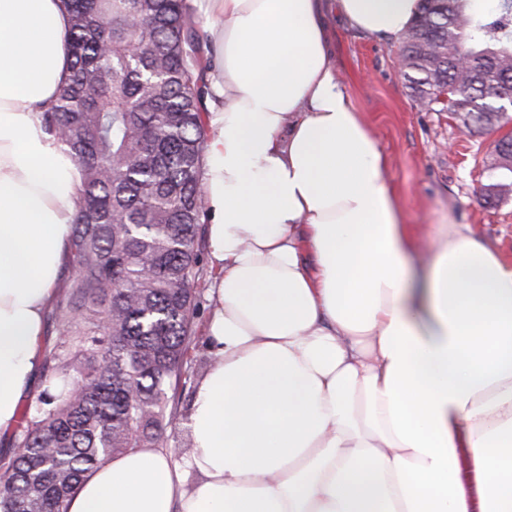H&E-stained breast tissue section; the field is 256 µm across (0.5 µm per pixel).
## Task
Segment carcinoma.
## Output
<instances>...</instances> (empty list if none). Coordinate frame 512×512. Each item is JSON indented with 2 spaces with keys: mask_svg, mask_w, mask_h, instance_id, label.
Here are the masks:
<instances>
[{
  "mask_svg": "<svg viewBox=\"0 0 512 512\" xmlns=\"http://www.w3.org/2000/svg\"><path fill=\"white\" fill-rule=\"evenodd\" d=\"M71 73L39 113L79 166L80 215L49 319L45 390L0 458V512H66L84 477L135 448H164L190 380L201 306L199 224L211 50L187 0H64ZM420 109L442 104L466 135L509 117L490 98L512 78V0H421L399 47ZM489 198L512 195V137L484 159Z\"/></svg>",
  "mask_w": 512,
  "mask_h": 512,
  "instance_id": "1",
  "label": "carcinoma"
}]
</instances>
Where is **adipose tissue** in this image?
Here are the masks:
<instances>
[{
  "mask_svg": "<svg viewBox=\"0 0 512 512\" xmlns=\"http://www.w3.org/2000/svg\"><path fill=\"white\" fill-rule=\"evenodd\" d=\"M207 3L220 275L194 447L107 461L67 512H512V264L464 225L412 269L386 159L330 63L328 8L397 39L419 0ZM69 28L62 0H0V435L45 388L78 218L80 169L39 119L70 74Z\"/></svg>",
  "mask_w": 512,
  "mask_h": 512,
  "instance_id": "1",
  "label": "adipose tissue"
}]
</instances>
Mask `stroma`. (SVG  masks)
Masks as SVG:
<instances>
[{
	"label": "stroma",
	"instance_id": "1",
	"mask_svg": "<svg viewBox=\"0 0 512 512\" xmlns=\"http://www.w3.org/2000/svg\"><path fill=\"white\" fill-rule=\"evenodd\" d=\"M331 63L340 88L376 137L403 223L425 241L451 224H468L512 263V197L486 199L484 158L512 135V122L465 136L445 112H426L408 96L398 41L332 21Z\"/></svg>",
	"mask_w": 512,
	"mask_h": 512
}]
</instances>
